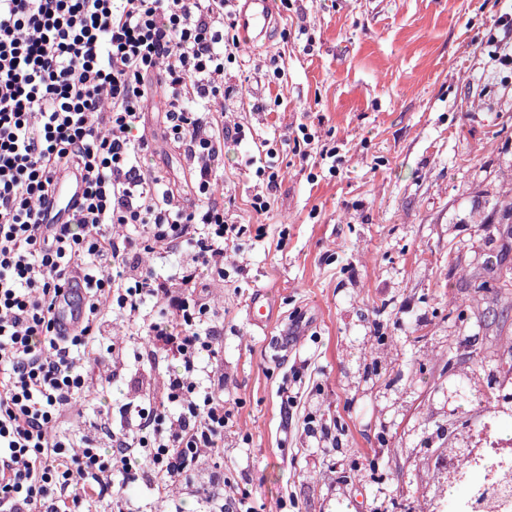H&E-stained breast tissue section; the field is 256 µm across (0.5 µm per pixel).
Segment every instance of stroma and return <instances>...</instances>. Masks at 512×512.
<instances>
[{"instance_id": "1", "label": "stroma", "mask_w": 512, "mask_h": 512, "mask_svg": "<svg viewBox=\"0 0 512 512\" xmlns=\"http://www.w3.org/2000/svg\"><path fill=\"white\" fill-rule=\"evenodd\" d=\"M278 15L286 37L244 48L224 79L245 86L260 137L316 125L344 162L334 176L289 167L259 217L257 147L225 143L224 201L250 231L233 256L244 274L211 288L224 323L210 366L234 413L224 452L162 491L147 471L116 484L100 512H209L244 493L255 512H433L440 472L422 446L437 423L451 448L512 438V409L486 402L491 382L512 390V235L484 207L512 197V0H294ZM274 52L279 85L261 70ZM148 101L143 163L188 191L162 91ZM482 272L496 287L475 290ZM260 289L275 307L265 331L247 313ZM131 332L117 320L95 337L93 401L69 433L125 429L126 404L160 396L167 367Z\"/></svg>"}]
</instances>
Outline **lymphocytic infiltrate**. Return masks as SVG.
I'll list each match as a JSON object with an SVG mask.
<instances>
[{"label":"lymphocytic infiltrate","instance_id":"lymphocytic-infiltrate-1","mask_svg":"<svg viewBox=\"0 0 512 512\" xmlns=\"http://www.w3.org/2000/svg\"><path fill=\"white\" fill-rule=\"evenodd\" d=\"M236 0H0V512H88L150 466L158 488L181 481L201 453L222 451L233 412L224 386L199 390L217 354L209 279H228L224 256L245 225L219 193L227 139L254 137L225 118L224 70L241 48ZM193 172V201L147 175L139 135L153 88ZM291 152L318 154L340 171L335 145L299 125ZM266 160L250 198L271 210L280 154ZM77 174L80 200L66 224L44 223L40 205L61 175ZM184 254L178 277L154 276L142 257ZM84 284L73 329L57 309ZM135 326L171 357L158 404L128 408L130 426L103 441L59 424L90 392L92 338L113 319Z\"/></svg>","mask_w":512,"mask_h":512}]
</instances>
